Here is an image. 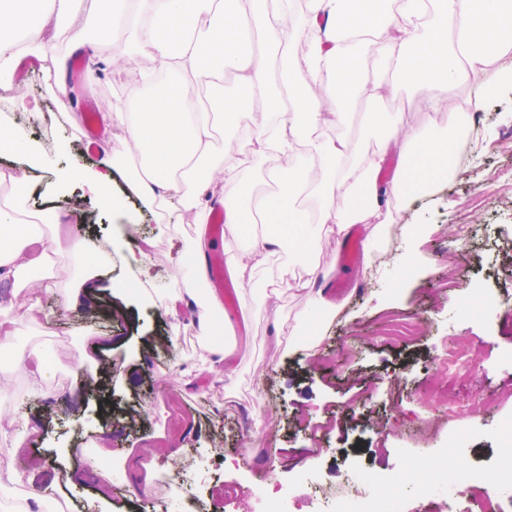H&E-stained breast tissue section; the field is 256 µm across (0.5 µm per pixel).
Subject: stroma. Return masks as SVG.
I'll list each match as a JSON object with an SVG mask.
<instances>
[{
    "instance_id": "obj_1",
    "label": "stroma",
    "mask_w": 512,
    "mask_h": 512,
    "mask_svg": "<svg viewBox=\"0 0 512 512\" xmlns=\"http://www.w3.org/2000/svg\"><path fill=\"white\" fill-rule=\"evenodd\" d=\"M128 47L104 49L93 77L57 86L44 63L15 75L26 99L36 102L49 130L34 134L45 165L32 175L37 188L29 203L44 207L55 198L61 171L92 166L125 149L123 127L109 125L97 154L83 147L82 130L68 117L84 99L97 100V119L123 106L136 93L113 64ZM428 90L389 79L380 110L409 115L415 131L432 130L420 110ZM470 105L482 116L483 137L471 147L469 168L432 195L396 208L393 222L376 238H362L355 267L338 263L343 238L313 233L305 260L270 255L236 283L239 307L214 309L211 318L231 323L223 335L205 332L201 304L212 294L209 281L176 273L171 263L196 239L195 213L172 219L159 203L142 201L122 177L114 192L122 205L113 212L82 183L69 195L81 207L63 222L75 239L109 246L96 301L123 309L121 322L105 316L84 319L81 308L64 312L60 302L80 276L79 268L51 267L52 290L0 280V308L18 321L15 338L0 356L43 355L49 373L33 385L17 368L0 385V500H29L34 483L63 480L56 499L42 512H91L98 493L107 512H166L176 497L195 499L199 512H225V489L245 496L240 512H257L270 480L293 486L297 497L316 498L351 489L362 470L414 469V486L404 491L405 512H442L438 499L422 495L435 470L476 468L484 483H503L508 451L503 429L512 422V85L493 97L475 95ZM329 137L359 143L362 153L381 150L375 128L359 101ZM474 226L470 252L457 260L461 288L439 286L448 274V243L461 215ZM137 231L121 235L127 218ZM356 287L325 300L332 278ZM278 289L269 302L270 289ZM177 302H169V295ZM36 315H29V306ZM412 330L393 338L389 312ZM233 352L220 357L219 341ZM467 349L470 372L452 379L433 363L442 346ZM458 400L496 398L477 418L442 419L441 392ZM28 408L16 413L17 398ZM193 404L194 430L188 442L169 437L166 423L178 402ZM36 434L23 445L15 436L24 425ZM192 470L212 468L207 482L188 478L177 495L163 486L171 460ZM80 479L66 482L68 470ZM152 480H145V473Z\"/></svg>"
}]
</instances>
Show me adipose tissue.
<instances>
[{
  "label": "adipose tissue",
  "instance_id": "obj_1",
  "mask_svg": "<svg viewBox=\"0 0 512 512\" xmlns=\"http://www.w3.org/2000/svg\"><path fill=\"white\" fill-rule=\"evenodd\" d=\"M314 2L313 14L287 23L272 15L271 0H112L105 13L93 14L89 30L71 23L85 0H0V84L32 52L63 75L56 37L74 51L132 39L137 54L168 77L161 89L143 78L136 95L109 115L126 130L127 154L141 161L132 189L151 202L177 198L195 208L200 225L210 213L201 194L211 191L223 199L225 222L236 233L273 210L284 219L285 230L266 231L262 248L230 255V273L240 278L279 249L306 251L310 241L298 229L309 216L337 237L353 224L374 233L386 223L375 177L382 156L365 157L352 140L322 133L345 122L351 98L379 97L390 73L404 85H425L429 106L444 110L451 129L458 114L448 97L458 85L477 82L490 95L500 79H512V69L499 64L512 53V0ZM368 54L375 62L370 72L363 67ZM228 73L237 91L225 90ZM203 87L217 99L200 106L192 93ZM227 116L241 148L263 160L277 187L263 204L243 201L239 164L215 153V131ZM404 126L400 114L375 125L383 149L399 148L407 159L396 193L431 181L448 162L447 137L419 133L401 141ZM299 147L319 160L320 179L279 164V155ZM336 191L339 210L331 203ZM42 221L19 200L0 206V279L40 281L53 262L38 246L35 226Z\"/></svg>",
  "mask_w": 512,
  "mask_h": 512
}]
</instances>
